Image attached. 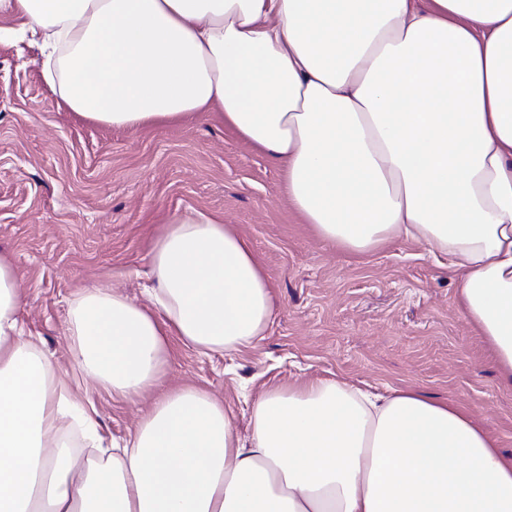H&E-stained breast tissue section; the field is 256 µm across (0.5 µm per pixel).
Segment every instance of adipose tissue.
Returning <instances> with one entry per match:
<instances>
[{
    "label": "adipose tissue",
    "mask_w": 512,
    "mask_h": 512,
    "mask_svg": "<svg viewBox=\"0 0 512 512\" xmlns=\"http://www.w3.org/2000/svg\"><path fill=\"white\" fill-rule=\"evenodd\" d=\"M39 37L64 106L139 130L219 114L284 174L294 211L349 255L396 240L447 255L456 302L512 385V0H0ZM149 305L70 302L72 381L25 336L0 258V512H512V455L475 411L410 388L300 379L247 434L209 391L167 388L172 344L252 347L273 314L249 242L169 216ZM93 381L147 401L104 445ZM97 451L81 461L74 441Z\"/></svg>",
    "instance_id": "ef3b65f1"
}]
</instances>
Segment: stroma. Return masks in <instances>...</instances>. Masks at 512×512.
Here are the masks:
<instances>
[{
  "instance_id": "1",
  "label": "stroma",
  "mask_w": 512,
  "mask_h": 512,
  "mask_svg": "<svg viewBox=\"0 0 512 512\" xmlns=\"http://www.w3.org/2000/svg\"><path fill=\"white\" fill-rule=\"evenodd\" d=\"M31 38H0V256L15 270L27 332L71 368L68 302L106 284L142 303L152 242L166 217L222 215L250 243L274 297L255 346L209 357L175 346L164 385L223 400L240 431L245 395L300 378L342 379L387 395L414 387L476 411L512 454V388L456 306L446 258L398 240L355 258L320 241L290 206L280 169L218 116L142 131L93 124L63 105ZM105 438L143 404L94 393Z\"/></svg>"
}]
</instances>
